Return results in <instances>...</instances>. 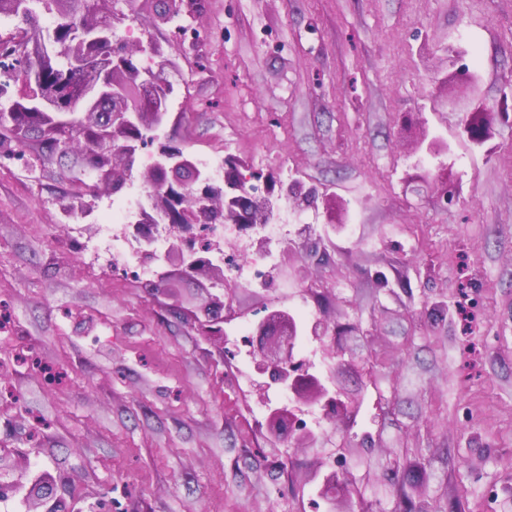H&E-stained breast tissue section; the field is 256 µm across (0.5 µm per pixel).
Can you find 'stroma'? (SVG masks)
<instances>
[{"mask_svg": "<svg viewBox=\"0 0 512 512\" xmlns=\"http://www.w3.org/2000/svg\"><path fill=\"white\" fill-rule=\"evenodd\" d=\"M136 0V60L174 62L168 134L314 188L281 210L290 257L261 287L231 276L223 339L177 308L199 283L124 278L99 223L119 190L91 174L71 195L74 154L39 140L0 147V454L14 487L0 512H26L39 471L68 478L88 512H326L324 474L351 482L337 512H512V0H203L200 38ZM479 59L494 153L458 138L448 100L457 65ZM449 155L416 150L421 135ZM454 200L440 198L443 178ZM483 325L463 334L456 305ZM447 310H439L438 301ZM275 301L308 307L311 371L350 398L300 418L314 447L273 436L278 399L247 348L223 357L232 323ZM60 371L47 384L40 367Z\"/></svg>", "mask_w": 512, "mask_h": 512, "instance_id": "stroma-1", "label": "stroma"}]
</instances>
